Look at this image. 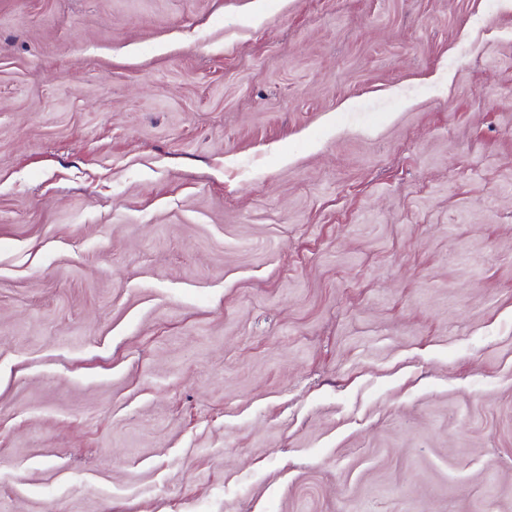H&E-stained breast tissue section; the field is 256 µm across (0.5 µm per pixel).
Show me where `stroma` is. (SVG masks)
I'll return each mask as SVG.
<instances>
[{
  "label": "stroma",
  "instance_id": "obj_1",
  "mask_svg": "<svg viewBox=\"0 0 512 512\" xmlns=\"http://www.w3.org/2000/svg\"><path fill=\"white\" fill-rule=\"evenodd\" d=\"M0 0V512H512V7Z\"/></svg>",
  "mask_w": 512,
  "mask_h": 512
}]
</instances>
